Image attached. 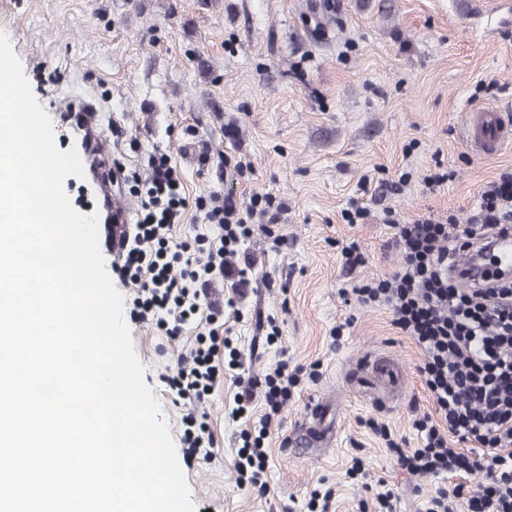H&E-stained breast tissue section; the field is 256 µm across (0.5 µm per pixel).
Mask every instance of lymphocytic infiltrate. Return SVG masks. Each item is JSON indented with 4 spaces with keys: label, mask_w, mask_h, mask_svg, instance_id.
I'll list each match as a JSON object with an SVG mask.
<instances>
[{
    "label": "lymphocytic infiltrate",
    "mask_w": 512,
    "mask_h": 512,
    "mask_svg": "<svg viewBox=\"0 0 512 512\" xmlns=\"http://www.w3.org/2000/svg\"><path fill=\"white\" fill-rule=\"evenodd\" d=\"M141 217L128 232L123 272L137 286L132 316L155 322L166 336H179L201 312L200 290L223 272L252 232L255 216L276 222L280 210L273 195L252 197L244 207L232 201L213 206L206 218L216 235L198 234L193 243H173L187 199L168 156L154 159L143 180ZM384 222L402 255L398 272L354 286L360 302L387 306L393 323L422 354L418 367L434 409L416 418L420 444L404 448L385 425L369 420L400 467L413 476L449 480L450 485L424 502L423 512H512V279L495 273L486 287H458L448 274L457 252L492 235L512 236V172L502 173L480 197L469 224L430 217L403 224L392 210ZM228 337L217 329L198 334L174 373L165 375L169 389L197 404L213 394L225 368ZM317 371L302 372L279 360L260 386L266 411L250 420L242 434L238 468L259 493H266L268 454L264 441L271 421L292 399L302 380H317ZM482 473L484 483L471 487L467 475Z\"/></svg>",
    "instance_id": "lymphocytic-infiltrate-1"
}]
</instances>
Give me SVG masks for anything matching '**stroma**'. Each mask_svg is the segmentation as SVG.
Instances as JSON below:
<instances>
[{"mask_svg": "<svg viewBox=\"0 0 512 512\" xmlns=\"http://www.w3.org/2000/svg\"><path fill=\"white\" fill-rule=\"evenodd\" d=\"M481 16L465 0H0L5 34L38 102L49 115L59 150L87 152L95 143L66 104L95 97L104 145L98 160L112 169L101 182L92 169L66 178L76 210L111 223L104 202L138 211L125 172L147 173L169 155L181 176L186 218L177 241L205 232L198 201L248 202L272 194L282 204L274 237L247 239L232 263L245 283L220 277L206 307L219 310L241 352L200 411L218 454L181 459L196 512H307L313 491H331L334 512H360L365 483L386 480L397 512H421L444 480L418 477L367 427L384 422L416 447L415 417L432 411L417 367L422 355L393 324L386 307L361 304L353 284L396 272L401 255L383 224L384 210L402 221L422 216L468 223L473 205L500 173L512 169V145L493 155L474 150L464 124L476 108L512 106V0H484ZM247 163L236 172L237 162ZM451 172L442 186L426 178ZM369 210L360 224L342 217L350 199ZM367 262L341 261L347 240ZM106 269L121 292L144 380L159 399L174 440L192 407L162 376L195 342L194 326L170 339L131 318L133 288ZM281 329L267 343V319ZM346 324L341 340L331 331ZM317 367L278 415L268 437L269 490L258 492L236 467L244 421L233 420L239 380L262 378L281 356ZM403 362L407 390L380 395L360 365L365 357ZM327 406L334 435L306 443L311 405ZM368 474L349 477L354 458Z\"/></svg>", "mask_w": 512, "mask_h": 512, "instance_id": "stroma-1", "label": "stroma"}]
</instances>
